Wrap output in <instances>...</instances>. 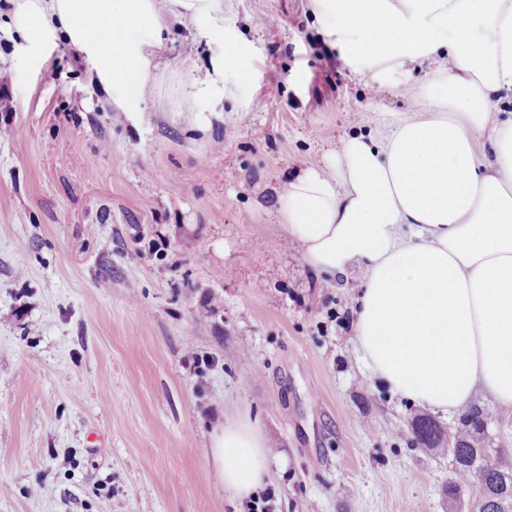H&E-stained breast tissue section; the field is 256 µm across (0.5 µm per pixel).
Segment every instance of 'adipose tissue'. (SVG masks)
<instances>
[{
	"label": "adipose tissue",
	"instance_id": "obj_1",
	"mask_svg": "<svg viewBox=\"0 0 512 512\" xmlns=\"http://www.w3.org/2000/svg\"><path fill=\"white\" fill-rule=\"evenodd\" d=\"M203 25L209 68L179 99L214 110L243 78L248 43L224 26V0H15L13 23L35 61L64 38L84 53L124 111L138 110L144 52L163 45V12ZM326 40L361 79L407 87L421 111L388 135L346 137L324 166L292 180L280 220L322 275L360 267L354 345L390 390L454 414L475 390L512 409V115L491 118L512 91V0H309ZM489 141L490 151L478 150ZM210 455L226 490L254 494L268 475L259 432L224 425Z\"/></svg>",
	"mask_w": 512,
	"mask_h": 512
}]
</instances>
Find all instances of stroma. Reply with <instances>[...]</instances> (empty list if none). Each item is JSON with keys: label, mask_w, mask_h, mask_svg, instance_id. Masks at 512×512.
Segmentation results:
<instances>
[{"label": "stroma", "mask_w": 512, "mask_h": 512, "mask_svg": "<svg viewBox=\"0 0 512 512\" xmlns=\"http://www.w3.org/2000/svg\"><path fill=\"white\" fill-rule=\"evenodd\" d=\"M13 11L0 0V512H247L210 456L227 421L260 430L275 512H470L410 427L458 415L370 379L361 271L317 275L278 221L289 181L418 111L403 83L356 78L308 0H224L252 52L203 127L178 102L211 56L189 15L125 112L68 43L19 57Z\"/></svg>", "instance_id": "stroma-1"}]
</instances>
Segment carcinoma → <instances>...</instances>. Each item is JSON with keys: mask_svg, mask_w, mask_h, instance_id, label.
<instances>
[{"mask_svg": "<svg viewBox=\"0 0 512 512\" xmlns=\"http://www.w3.org/2000/svg\"><path fill=\"white\" fill-rule=\"evenodd\" d=\"M493 414L474 407L461 419L452 439L444 429L429 417L417 416L411 422L416 444L428 450H439L449 444L454 480L448 485L447 495L457 497L460 492L476 486L480 489L476 512H512V498L504 495L512 487V454L501 448L487 446V428Z\"/></svg>", "mask_w": 512, "mask_h": 512, "instance_id": "obj_1", "label": "carcinoma"}]
</instances>
